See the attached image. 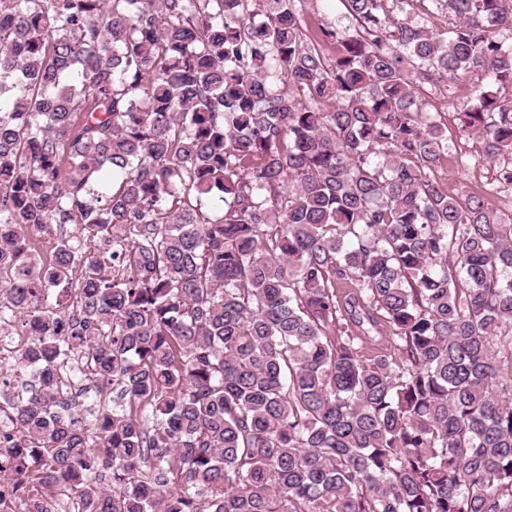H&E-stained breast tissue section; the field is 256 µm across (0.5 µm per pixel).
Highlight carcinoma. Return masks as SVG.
Here are the masks:
<instances>
[{
	"mask_svg": "<svg viewBox=\"0 0 512 512\" xmlns=\"http://www.w3.org/2000/svg\"><path fill=\"white\" fill-rule=\"evenodd\" d=\"M341 2L0 0V502L512 512V216L423 111L512 157V0ZM297 10L302 22L311 29L318 24L340 29L353 25L339 0H300ZM462 96L461 92L455 94L447 90L437 93L433 90L425 96L430 103L426 112H431L437 123L448 128V155L434 168V175L450 195L460 197L474 192L489 206L498 209L500 203L486 188L494 181L499 166L511 167L512 160L510 156L487 160L481 146L462 135L457 120Z\"/></svg>",
	"mask_w": 512,
	"mask_h": 512,
	"instance_id": "1",
	"label": "carcinoma"
}]
</instances>
